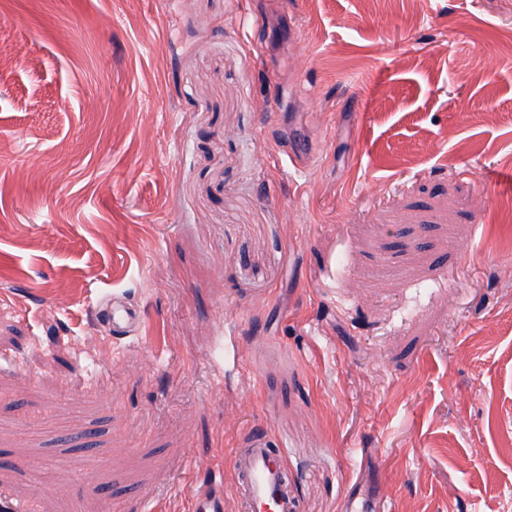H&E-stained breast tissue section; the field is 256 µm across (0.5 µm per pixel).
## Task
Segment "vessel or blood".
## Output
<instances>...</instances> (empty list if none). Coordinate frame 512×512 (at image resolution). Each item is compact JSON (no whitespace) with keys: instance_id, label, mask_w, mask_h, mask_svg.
I'll return each mask as SVG.
<instances>
[{"instance_id":"1","label":"vessel or blood","mask_w":512,"mask_h":512,"mask_svg":"<svg viewBox=\"0 0 512 512\" xmlns=\"http://www.w3.org/2000/svg\"><path fill=\"white\" fill-rule=\"evenodd\" d=\"M112 328L122 335L135 334L139 326L137 310L126 303L113 302ZM235 499L239 512H297L298 503L287 488L285 462L266 433L253 434L233 462ZM224 491L211 482L192 496V512H225Z\"/></svg>"}]
</instances>
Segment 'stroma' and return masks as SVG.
<instances>
[{"label": "stroma", "instance_id": "35a3bbf8", "mask_svg": "<svg viewBox=\"0 0 512 512\" xmlns=\"http://www.w3.org/2000/svg\"><path fill=\"white\" fill-rule=\"evenodd\" d=\"M0 57V491L187 512L264 432L298 512H512V0H0ZM109 318L112 323V330L124 335L123 337L137 332L139 315L133 306L121 301H114Z\"/></svg>", "mask_w": 512, "mask_h": 512}]
</instances>
